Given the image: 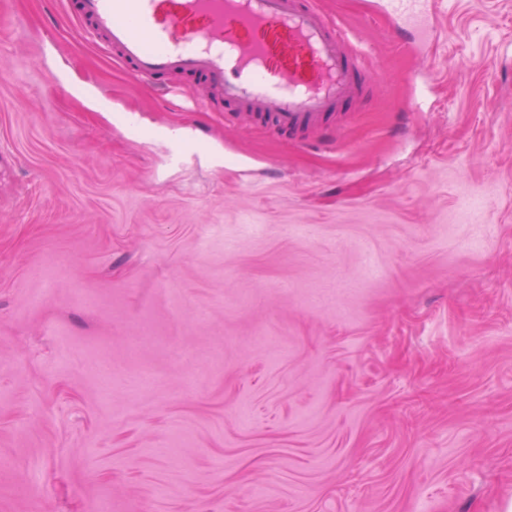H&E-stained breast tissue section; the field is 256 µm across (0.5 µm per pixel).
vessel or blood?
<instances>
[{"instance_id":"obj_1","label":"vessel or blood","mask_w":512,"mask_h":512,"mask_svg":"<svg viewBox=\"0 0 512 512\" xmlns=\"http://www.w3.org/2000/svg\"><path fill=\"white\" fill-rule=\"evenodd\" d=\"M381 8L393 30L436 38L431 0ZM67 11L133 83L197 77L275 135L333 127L360 97L362 54L319 0H72Z\"/></svg>"}]
</instances>
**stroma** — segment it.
Here are the masks:
<instances>
[{
  "mask_svg": "<svg viewBox=\"0 0 512 512\" xmlns=\"http://www.w3.org/2000/svg\"><path fill=\"white\" fill-rule=\"evenodd\" d=\"M320 6L305 144L0 0V512H512V0ZM383 12L391 20V28L398 31L403 28L417 30L422 42L436 38L433 3L429 0H385L381 3Z\"/></svg>",
  "mask_w": 512,
  "mask_h": 512,
  "instance_id": "obj_1",
  "label": "stroma"
}]
</instances>
